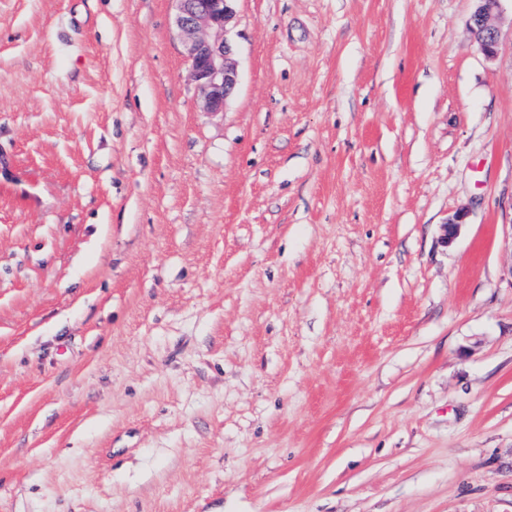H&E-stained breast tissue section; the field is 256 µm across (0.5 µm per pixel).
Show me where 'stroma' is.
Instances as JSON below:
<instances>
[{
    "label": "stroma",
    "mask_w": 512,
    "mask_h": 512,
    "mask_svg": "<svg viewBox=\"0 0 512 512\" xmlns=\"http://www.w3.org/2000/svg\"><path fill=\"white\" fill-rule=\"evenodd\" d=\"M472 8L236 0L210 113L173 0H0V512H512Z\"/></svg>",
    "instance_id": "stroma-1"
}]
</instances>
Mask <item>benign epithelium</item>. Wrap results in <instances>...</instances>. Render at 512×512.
Here are the masks:
<instances>
[{
    "label": "benign epithelium",
    "mask_w": 512,
    "mask_h": 512,
    "mask_svg": "<svg viewBox=\"0 0 512 512\" xmlns=\"http://www.w3.org/2000/svg\"><path fill=\"white\" fill-rule=\"evenodd\" d=\"M175 23L183 40L190 75L205 112H222L237 83L233 48L226 37L235 0H175ZM469 31L488 57L498 45L495 18L501 0H473Z\"/></svg>",
    "instance_id": "7a95c632"
}]
</instances>
